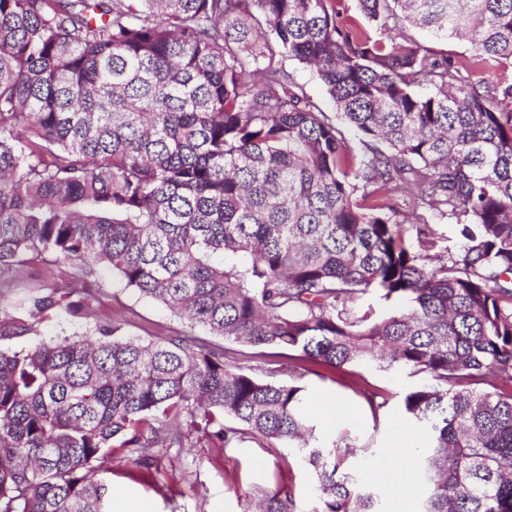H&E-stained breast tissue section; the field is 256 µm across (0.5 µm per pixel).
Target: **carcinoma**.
Masks as SVG:
<instances>
[{
  "label": "carcinoma",
  "mask_w": 512,
  "mask_h": 512,
  "mask_svg": "<svg viewBox=\"0 0 512 512\" xmlns=\"http://www.w3.org/2000/svg\"><path fill=\"white\" fill-rule=\"evenodd\" d=\"M356 2L366 28L336 0H0V341L85 307L16 294L39 263L107 267L224 341L105 314L0 348V512H112V457L156 481L163 448L246 439L311 468V512H380L344 467L372 444L319 439L305 400L371 362L427 379L401 398L422 512H512V0ZM403 204L455 217L457 250L407 237ZM407 33L421 46L431 50L447 51L448 54L458 58L468 57L471 54L470 43L456 36L448 37V39L436 38L427 31L411 26L407 28ZM286 66L292 72L295 81L302 85L310 98L317 103L330 116H334L335 109L326 95L315 71L297 63L296 61H286Z\"/></svg>",
  "instance_id": "obj_1"
}]
</instances>
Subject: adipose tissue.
<instances>
[{
    "instance_id": "ef3b65f1",
    "label": "adipose tissue",
    "mask_w": 512,
    "mask_h": 512,
    "mask_svg": "<svg viewBox=\"0 0 512 512\" xmlns=\"http://www.w3.org/2000/svg\"><path fill=\"white\" fill-rule=\"evenodd\" d=\"M416 456L415 446L393 444L371 472L374 479L386 483L392 512H413L412 501L418 488Z\"/></svg>"
}]
</instances>
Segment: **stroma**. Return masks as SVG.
Returning <instances> with one entry per match:
<instances>
[{
    "label": "stroma",
    "mask_w": 512,
    "mask_h": 512,
    "mask_svg": "<svg viewBox=\"0 0 512 512\" xmlns=\"http://www.w3.org/2000/svg\"><path fill=\"white\" fill-rule=\"evenodd\" d=\"M29 284L33 287L59 285L81 294L89 291L94 299L89 314L63 313L51 317L39 326L37 333L10 340L13 348L81 333L93 313H119L124 319L123 334L147 340L185 327L164 305L124 287L108 269L99 271L96 277L84 279L65 265L52 271L37 266L32 270ZM411 383V378L405 374L383 372L368 364L347 368L332 379L309 377L306 381L308 396L328 392L356 412L352 422L317 419L318 434L329 440L346 428L360 441H373L376 450H384L394 438L391 420L401 414L397 395ZM379 390L390 392L392 398L388 406L375 415L364 394ZM159 467V481H144L134 478L135 468L130 462L116 459L112 462V477L131 497L142 501L147 512H244L243 492L254 493L277 481L292 489L297 512H311L315 505L312 470L296 457L272 454L255 440L234 448H174L162 457Z\"/></svg>",
    "instance_id": "obj_1"
}]
</instances>
